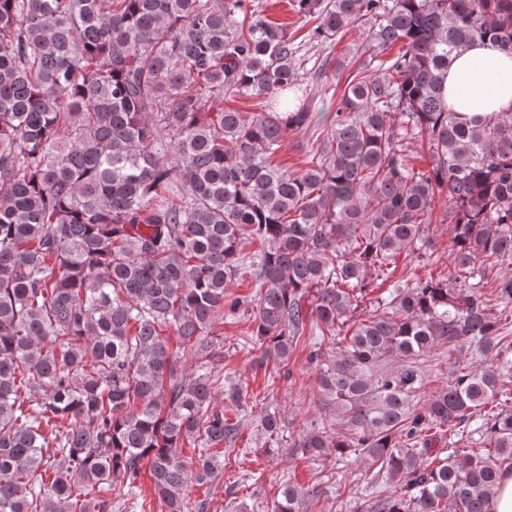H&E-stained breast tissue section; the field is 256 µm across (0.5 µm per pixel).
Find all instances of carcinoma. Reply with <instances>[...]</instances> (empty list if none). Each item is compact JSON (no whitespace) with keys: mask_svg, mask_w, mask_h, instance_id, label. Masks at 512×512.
Listing matches in <instances>:
<instances>
[{"mask_svg":"<svg viewBox=\"0 0 512 512\" xmlns=\"http://www.w3.org/2000/svg\"><path fill=\"white\" fill-rule=\"evenodd\" d=\"M292 7L315 19L314 42L365 25L369 59L332 112L313 107L300 43L251 0H0V512H112L119 480L152 512L144 465L167 512L204 509L190 487L214 483L239 434L216 402L210 336L249 309L258 362L278 372L306 327L336 337L353 322L334 355L309 353L343 430L312 427L293 448L385 476L364 512H490L512 472V411L486 407L512 398V371L458 367L415 399L441 341L512 351L488 313L491 295L512 304V278L487 292L475 270L512 260V112H456L443 93L474 41L512 52V0ZM240 95L262 112L220 106ZM312 126L310 166L271 162ZM439 197L455 278L395 284L354 320L368 271L421 248ZM246 267L258 293H227ZM473 417L479 448L432 447V429ZM258 426L274 436L279 414ZM303 497L285 484L272 512Z\"/></svg>","mask_w":512,"mask_h":512,"instance_id":"obj_1","label":"carcinoma"}]
</instances>
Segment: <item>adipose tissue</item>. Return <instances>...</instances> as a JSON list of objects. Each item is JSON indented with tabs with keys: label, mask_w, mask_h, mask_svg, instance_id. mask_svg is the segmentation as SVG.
Masks as SVG:
<instances>
[{
	"label": "adipose tissue",
	"mask_w": 512,
	"mask_h": 512,
	"mask_svg": "<svg viewBox=\"0 0 512 512\" xmlns=\"http://www.w3.org/2000/svg\"><path fill=\"white\" fill-rule=\"evenodd\" d=\"M445 96L458 112L512 111V55L492 41H478L453 59Z\"/></svg>",
	"instance_id": "1"
}]
</instances>
